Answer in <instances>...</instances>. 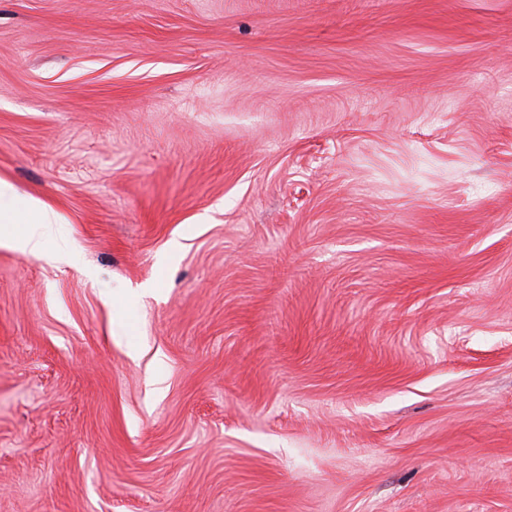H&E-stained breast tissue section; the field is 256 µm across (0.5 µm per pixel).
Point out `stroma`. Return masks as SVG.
<instances>
[{
	"mask_svg": "<svg viewBox=\"0 0 512 512\" xmlns=\"http://www.w3.org/2000/svg\"><path fill=\"white\" fill-rule=\"evenodd\" d=\"M0 512H512V0H0ZM3 197H10L13 202V209L9 210L10 216L1 215V224H31L19 241L20 247L33 256H39L42 252L43 237L39 232L38 224H56L55 212L45 206H41L33 199H18L11 193V188L7 184L0 182V200Z\"/></svg>",
	"mask_w": 512,
	"mask_h": 512,
	"instance_id": "stroma-1",
	"label": "stroma"
}]
</instances>
